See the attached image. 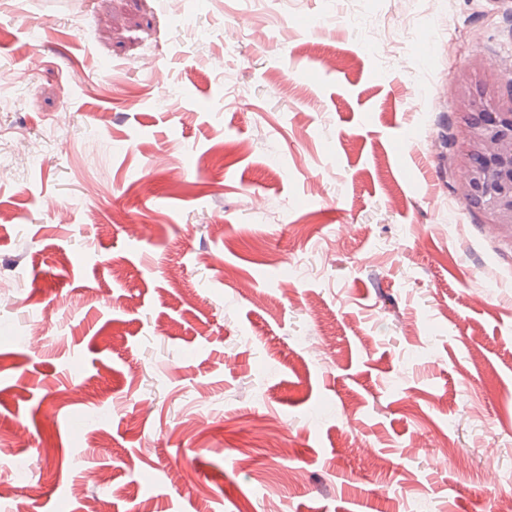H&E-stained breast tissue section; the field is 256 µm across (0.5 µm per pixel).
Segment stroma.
<instances>
[{"mask_svg":"<svg viewBox=\"0 0 512 512\" xmlns=\"http://www.w3.org/2000/svg\"><path fill=\"white\" fill-rule=\"evenodd\" d=\"M73 2L0 0L12 152L59 124L0 179V512H480L512 230L461 94L512 107V0Z\"/></svg>","mask_w":512,"mask_h":512,"instance_id":"stroma-1","label":"stroma"}]
</instances>
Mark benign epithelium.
<instances>
[{
  "mask_svg": "<svg viewBox=\"0 0 512 512\" xmlns=\"http://www.w3.org/2000/svg\"><path fill=\"white\" fill-rule=\"evenodd\" d=\"M469 150L465 200L512 227V109L502 111L481 93L462 97Z\"/></svg>",
  "mask_w": 512,
  "mask_h": 512,
  "instance_id": "obj_1",
  "label": "benign epithelium"
}]
</instances>
